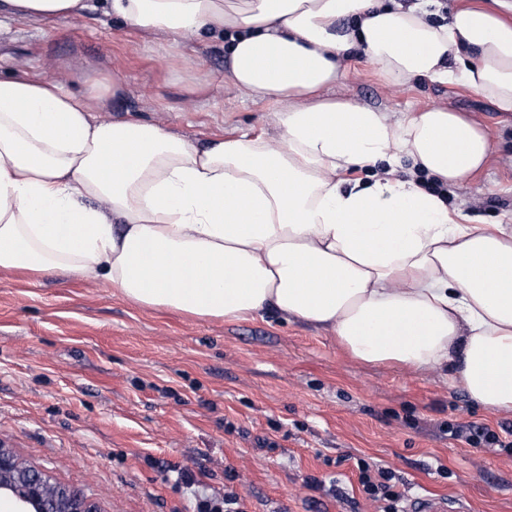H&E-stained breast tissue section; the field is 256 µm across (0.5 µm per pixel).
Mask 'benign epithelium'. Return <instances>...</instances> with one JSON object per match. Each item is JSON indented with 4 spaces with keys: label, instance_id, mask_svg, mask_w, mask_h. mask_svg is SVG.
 <instances>
[{
    "label": "benign epithelium",
    "instance_id": "obj_1",
    "mask_svg": "<svg viewBox=\"0 0 512 512\" xmlns=\"http://www.w3.org/2000/svg\"><path fill=\"white\" fill-rule=\"evenodd\" d=\"M9 496L17 512H98L82 493L51 482L39 469L23 465L8 448H0V496Z\"/></svg>",
    "mask_w": 512,
    "mask_h": 512
}]
</instances>
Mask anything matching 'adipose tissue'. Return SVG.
<instances>
[{
    "instance_id": "1",
    "label": "adipose tissue",
    "mask_w": 512,
    "mask_h": 512,
    "mask_svg": "<svg viewBox=\"0 0 512 512\" xmlns=\"http://www.w3.org/2000/svg\"><path fill=\"white\" fill-rule=\"evenodd\" d=\"M429 3L0 0V19L98 9L147 37L223 40L226 85L278 102L286 131L200 147L98 121V87L0 77V269L106 280L198 318L273 310L360 362L446 366L476 402L512 412V224L474 223L415 179L469 181L488 133L445 108L395 115L324 93L359 56L388 83L472 88L512 113V0H471L444 23ZM357 168L373 182L345 187Z\"/></svg>"
}]
</instances>
